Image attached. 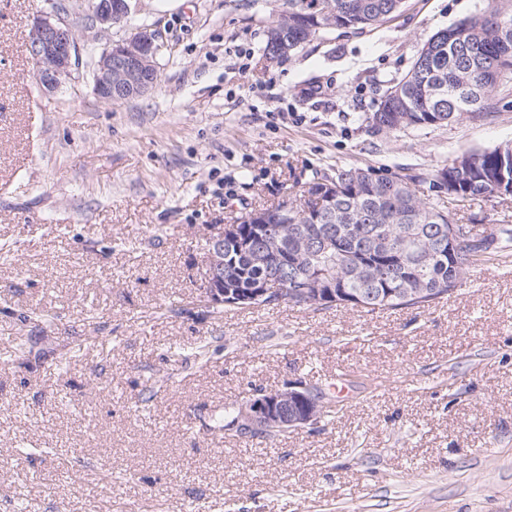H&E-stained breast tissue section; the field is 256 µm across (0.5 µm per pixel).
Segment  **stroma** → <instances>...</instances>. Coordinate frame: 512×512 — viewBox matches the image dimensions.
<instances>
[{"label":"stroma","instance_id":"1","mask_svg":"<svg viewBox=\"0 0 512 512\" xmlns=\"http://www.w3.org/2000/svg\"><path fill=\"white\" fill-rule=\"evenodd\" d=\"M47 2L0 0V512H512V246L423 312L230 310L199 290L204 239L311 169L408 174L444 203L433 170L512 142V106L364 120L483 0H405L274 62L283 0H130L108 32L79 28L80 65L51 92L27 52ZM142 27L165 43L156 86L101 100L95 59ZM455 218L512 225V199ZM294 381L328 389L335 418L274 442L214 429Z\"/></svg>","mask_w":512,"mask_h":512}]
</instances>
